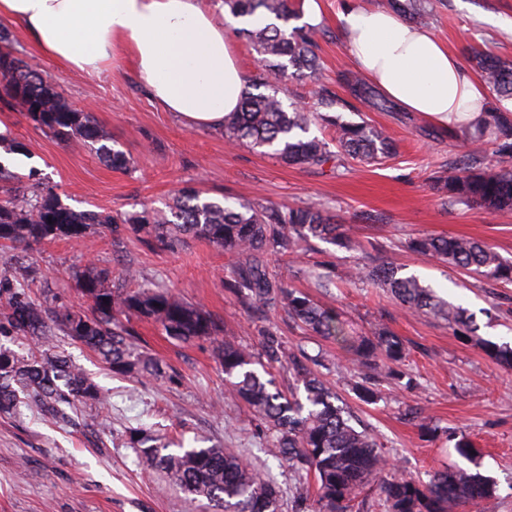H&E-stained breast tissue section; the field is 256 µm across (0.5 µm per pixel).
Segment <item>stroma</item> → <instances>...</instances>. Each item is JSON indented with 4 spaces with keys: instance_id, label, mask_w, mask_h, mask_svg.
Here are the masks:
<instances>
[{
    "instance_id": "stroma-1",
    "label": "stroma",
    "mask_w": 512,
    "mask_h": 512,
    "mask_svg": "<svg viewBox=\"0 0 512 512\" xmlns=\"http://www.w3.org/2000/svg\"><path fill=\"white\" fill-rule=\"evenodd\" d=\"M315 2L322 70L318 78L293 83L292 89L309 105L313 90L326 85L346 102L338 110L343 120L385 128L397 154L383 164L351 160L338 169L302 168L247 147L228 146L220 131L186 128L152 101L130 65L99 74L63 68L41 55L20 25L8 18L0 23L11 33L14 54L37 63L70 105L93 113L135 169L126 173L110 168L95 152L60 142L27 119L19 106L1 100L0 139L22 142L28 169L77 210L125 215L145 205L162 208L187 185L217 200L329 206L338 221L353 227L358 246L347 249L316 240L304 256L306 263L341 268L390 259L402 274L418 276L473 313L479 330L471 340L433 317L405 314L378 288L346 282L325 294L289 264L272 261V268L290 277L296 288L339 309L351 332L364 335L380 324L394 331L407 350L403 369L417 387L410 391L386 381L380 400L366 404L355 396L350 372L333 369L324 372V380L351 412L353 425L373 430L400 470L420 480L459 463L448 434L465 433L479 450L475 466L496 483L493 512H512V369L482 349L486 342L512 345V285L489 286L405 247L409 239L424 234L476 238L512 259V213L444 203L431 190L430 178L449 160L469 153L466 140L436 135L430 120L416 112L368 108L349 98L339 83V74L353 69L339 13L355 3L382 9L386 0ZM432 3L430 31L461 60L477 50L512 61V0ZM24 258L35 270L24 287L35 302L90 310L72 269L97 266L116 273L128 266L137 283L171 290L199 304L237 343L256 353L262 350L258 322L224 288L231 255L207 241L193 240L166 251L150 248L142 234L126 231L116 237L95 228L83 243L41 244ZM130 325L135 342L162 362L166 379L113 375L94 352L59 337L60 351L106 392L109 403L101 409L75 404L74 421L68 425L42 421L25 406L0 414V512H202L165 475L142 465L129 444V430L137 426L183 440L188 447L207 439L243 451L272 473L281 490V512H293L295 481L267 454L259 418L243 402L226 398L224 371L211 343L177 342L146 320L134 318ZM268 326L289 349L324 353L330 363L343 354L336 343L304 334L283 314H271ZM418 410L436 427V435L421 431L413 417Z\"/></svg>"
}]
</instances>
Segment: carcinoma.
<instances>
[{"label": "carcinoma", "mask_w": 512, "mask_h": 512, "mask_svg": "<svg viewBox=\"0 0 512 512\" xmlns=\"http://www.w3.org/2000/svg\"><path fill=\"white\" fill-rule=\"evenodd\" d=\"M235 17L262 13L274 22L241 28L262 63L247 80L239 109L224 115V138L231 144L265 148L288 165L322 168L352 159L380 165L396 153L393 139L366 122H344L333 115L336 95L327 87L315 91V107L298 109L284 103L286 84L315 76L318 70L316 28H288L301 16L299 0H223ZM389 7L408 21L426 25L432 17L430 0H390ZM474 68L502 100L512 99V63L485 52L471 57ZM349 93L369 107L390 112L392 102L356 75L344 77ZM0 87L21 106L24 115L58 140L95 150L112 169L133 164L124 151L110 145L112 137L90 112L70 106L39 69L10 53L0 55ZM320 123L333 129L331 139L309 136ZM462 131L474 143L493 135L495 160L472 152L435 173L433 188L442 199L467 207L512 211V111L486 108ZM94 226L111 234L128 228L144 232L159 246L174 250L188 238L207 241L233 257V276L224 281L241 306L255 319L282 309L305 330L330 339L347 354L360 374L355 394L365 403L377 401L374 382L404 378L399 365L406 356L400 337L386 327L371 336H352L340 314L299 291L270 266L271 257L296 256L317 239L334 244L350 241L345 225L330 209L317 205H274L262 202L211 200L192 186L181 188L164 209L143 207L118 220L93 210L78 211L50 187L23 177L0 163V241L10 247H31L55 240L80 243ZM407 247L450 269H462L489 285L512 283V261L484 241L437 235L411 239ZM298 272L329 289L336 279H356L386 291L412 312L448 322L459 336L476 335L478 325L468 310L455 305L416 276H401L389 261L360 264L341 274L336 267L316 264ZM29 266L15 263L10 276L0 278V337L31 341L38 353L27 358L0 345V413L21 400L43 418L71 421L67 408L76 400L101 405L102 391L56 350V333L98 354L116 375L161 377V363L131 343L133 330L120 316L134 315L158 324L170 337L191 342L210 340L224 368L230 396L244 402L262 421L271 442L268 452L298 480L294 512H352L364 488L379 489L385 512H490L495 497L492 480L456 465L438 470L426 482L404 474L390 462L381 443L368 429L351 425L346 407L311 366L312 358L286 350L268 329L262 330L266 363L241 345L216 337L214 321L202 309L168 290L141 286L133 290L108 286L112 271L88 267L75 273L80 292L93 302L86 315L66 306L47 308L30 300L24 284ZM486 353L512 367V347L484 344ZM288 370V393L275 384L274 365ZM259 365L262 372L253 366ZM130 443L149 468L165 473L185 497L207 501L215 512H280L279 491L269 472L253 465L220 443L208 447L170 448L166 439L140 427L130 431ZM314 478V497L304 483Z\"/></svg>", "instance_id": "carcinoma-1"}]
</instances>
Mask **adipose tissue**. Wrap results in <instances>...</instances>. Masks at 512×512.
<instances>
[{"mask_svg": "<svg viewBox=\"0 0 512 512\" xmlns=\"http://www.w3.org/2000/svg\"><path fill=\"white\" fill-rule=\"evenodd\" d=\"M46 56L81 72L129 60L149 97L186 127L220 129L245 75L224 34L222 0H0ZM355 67L402 109L456 128L483 111L484 83L429 30L391 10L339 15Z\"/></svg>", "mask_w": 512, "mask_h": 512, "instance_id": "ef3b65f1", "label": "adipose tissue"}]
</instances>
